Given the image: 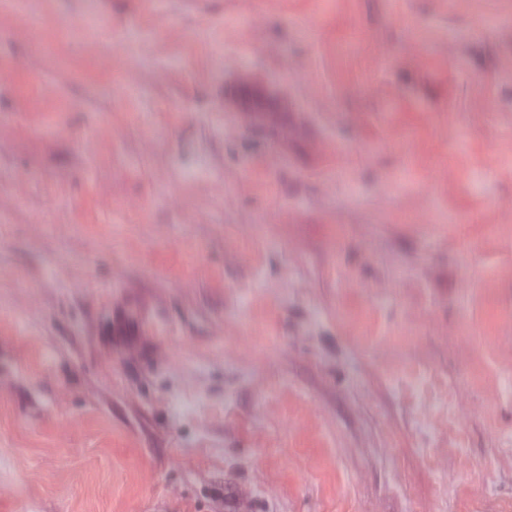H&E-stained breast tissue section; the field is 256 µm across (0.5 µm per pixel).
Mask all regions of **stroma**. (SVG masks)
Listing matches in <instances>:
<instances>
[{"mask_svg":"<svg viewBox=\"0 0 512 512\" xmlns=\"http://www.w3.org/2000/svg\"><path fill=\"white\" fill-rule=\"evenodd\" d=\"M0 512H512V0H0ZM224 110L243 129L270 130L278 127L286 105L255 78L240 77L224 88ZM153 317L154 307L150 302L130 297L113 305L111 333L118 342L135 346L148 335Z\"/></svg>","mask_w":512,"mask_h":512,"instance_id":"1","label":"stroma"}]
</instances>
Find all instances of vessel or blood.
Masks as SVG:
<instances>
[{
	"label": "vessel or blood",
	"mask_w": 512,
	"mask_h": 512,
	"mask_svg": "<svg viewBox=\"0 0 512 512\" xmlns=\"http://www.w3.org/2000/svg\"><path fill=\"white\" fill-rule=\"evenodd\" d=\"M224 109L231 112L236 123L247 130H270L278 127V117L286 105L261 82L240 77L224 88ZM154 307L135 297L114 304L111 313V333L123 344L137 345L148 333Z\"/></svg>",
	"instance_id": "vessel-or-blood-1"
}]
</instances>
